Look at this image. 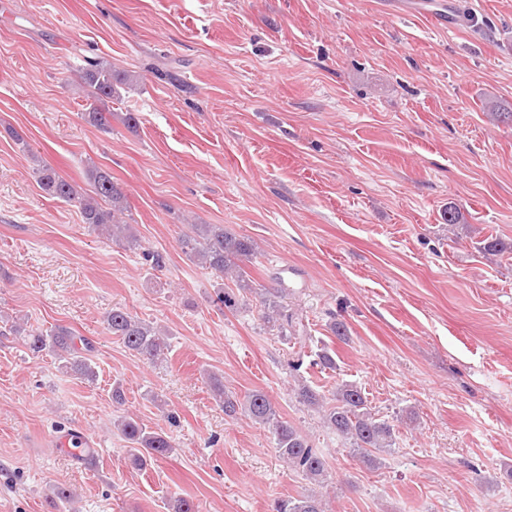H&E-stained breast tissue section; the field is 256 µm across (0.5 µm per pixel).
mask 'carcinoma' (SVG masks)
<instances>
[{
    "label": "carcinoma",
    "mask_w": 512,
    "mask_h": 512,
    "mask_svg": "<svg viewBox=\"0 0 512 512\" xmlns=\"http://www.w3.org/2000/svg\"><path fill=\"white\" fill-rule=\"evenodd\" d=\"M79 86L84 89L89 101L82 118L88 124L103 131L112 128V109L109 103L122 97L137 86L135 75L118 71L106 58L93 60L79 72ZM91 186L87 193L77 184L61 177L53 168L38 169V182L50 196L75 206L91 231L116 242H134L130 224L125 220L128 211L126 194L111 173L91 165L85 171ZM184 255L201 262L216 277L231 279L232 288L221 287L216 293V303L234 310L240 304V296L253 294L258 297L261 318L270 327L299 344L297 359L289 367L298 371L303 365L307 336L302 322L294 319L284 304L290 292L288 287L256 288L239 262L250 260L257 254V244L248 237L235 235L222 224H193L190 231L179 239ZM110 334L119 337L124 346L140 359L154 364L164 360L170 344L153 326L126 309L114 308L105 316ZM4 330L23 337L25 346L34 354L46 350L52 352L65 369L77 379L90 380L95 370L86 357L90 351L87 339L75 335L69 328L56 326L42 330L27 329L17 320H4ZM310 366L320 371L336 369V359L324 348L310 361ZM210 386L216 399L224 406V415L236 418L243 415L271 434L280 460L291 470L311 481H320L327 476V464L317 449L278 412L269 396L254 390L244 398L224 389V381L213 374ZM298 398L309 407L323 410L327 427L340 433L350 441L356 458L363 464L374 467L378 459L374 452H382L394 443L395 428L390 422L376 418L369 411L367 401L358 385L343 382L336 387L332 398H327L307 383L298 385ZM117 427L129 444V452L136 464L143 463V455L165 458L173 451L170 437L163 432L150 431L128 415L122 417ZM269 512H328L326 504L313 493L297 497L277 499L269 506Z\"/></svg>",
    "instance_id": "obj_1"
}]
</instances>
